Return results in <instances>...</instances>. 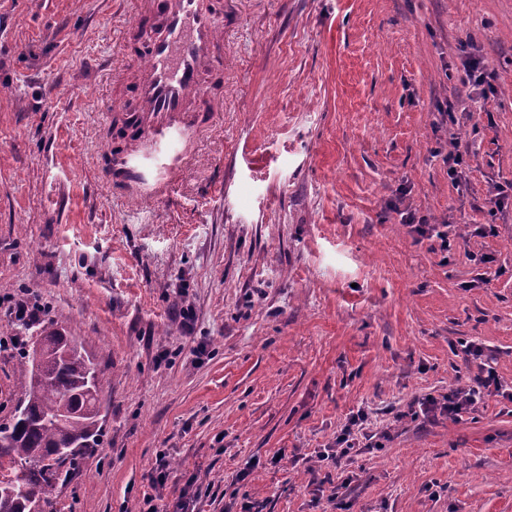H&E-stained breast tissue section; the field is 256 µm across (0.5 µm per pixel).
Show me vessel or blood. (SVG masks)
I'll list each match as a JSON object with an SVG mask.
<instances>
[{
	"instance_id": "vessel-or-blood-1",
	"label": "vessel or blood",
	"mask_w": 512,
	"mask_h": 512,
	"mask_svg": "<svg viewBox=\"0 0 512 512\" xmlns=\"http://www.w3.org/2000/svg\"><path fill=\"white\" fill-rule=\"evenodd\" d=\"M122 32L128 50L106 155L110 181L162 197L187 157L204 114L223 109L212 89L224 78V0H134Z\"/></svg>"
}]
</instances>
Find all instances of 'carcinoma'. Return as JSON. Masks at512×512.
Returning a JSON list of instances; mask_svg holds the SVG:
<instances>
[{"instance_id": "obj_1", "label": "carcinoma", "mask_w": 512, "mask_h": 512, "mask_svg": "<svg viewBox=\"0 0 512 512\" xmlns=\"http://www.w3.org/2000/svg\"><path fill=\"white\" fill-rule=\"evenodd\" d=\"M40 347L41 373L35 375L31 351H18L17 379L23 396L0 421V472L13 492H0V512H28L39 503L56 512L50 497L62 479L61 467L83 449L73 439L98 443L101 429L93 414L103 380L96 364L77 344L64 351V334L50 322L33 343Z\"/></svg>"}]
</instances>
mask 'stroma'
Segmentation results:
<instances>
[{
	"mask_svg": "<svg viewBox=\"0 0 512 512\" xmlns=\"http://www.w3.org/2000/svg\"><path fill=\"white\" fill-rule=\"evenodd\" d=\"M226 2L224 109L155 201L104 175L128 0H0V336L103 377L57 512H512V0ZM483 362L500 393L408 416Z\"/></svg>",
	"mask_w": 512,
	"mask_h": 512,
	"instance_id": "35a3bbf8",
	"label": "stroma"
}]
</instances>
